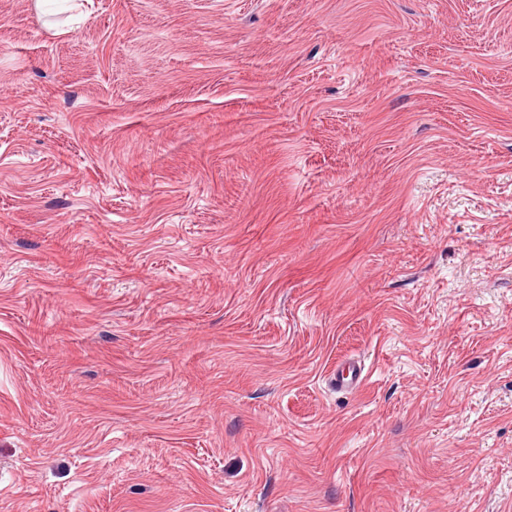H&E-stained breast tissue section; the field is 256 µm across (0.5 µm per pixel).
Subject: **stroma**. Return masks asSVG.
<instances>
[{"label": "stroma", "instance_id": "35a3bbf8", "mask_svg": "<svg viewBox=\"0 0 512 512\" xmlns=\"http://www.w3.org/2000/svg\"><path fill=\"white\" fill-rule=\"evenodd\" d=\"M33 4L0 512H512V0ZM366 377L365 364L359 360H349L336 366L332 381L336 390H354Z\"/></svg>", "mask_w": 512, "mask_h": 512}]
</instances>
